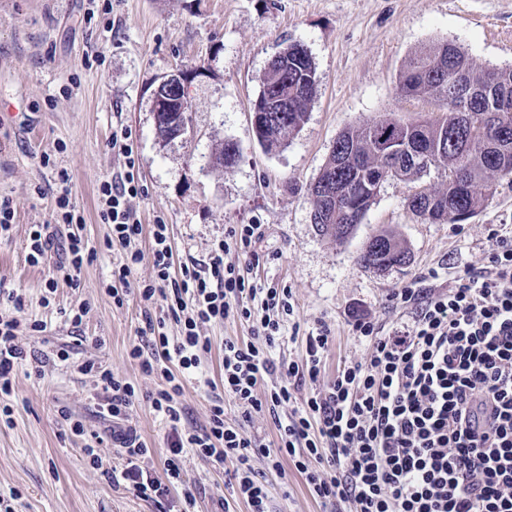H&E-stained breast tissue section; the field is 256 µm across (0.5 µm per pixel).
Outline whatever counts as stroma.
Segmentation results:
<instances>
[{
  "mask_svg": "<svg viewBox=\"0 0 512 512\" xmlns=\"http://www.w3.org/2000/svg\"><path fill=\"white\" fill-rule=\"evenodd\" d=\"M446 40L477 69L512 67V0H0V101L17 110L0 123V198L14 209L10 233L0 237V280L24 296L27 320L47 325L20 336L22 346L74 349L69 363L47 365L42 377L19 370L12 396H0L1 499L12 500L17 512H160L157 503L112 486L83 452L113 427L98 414L101 388L78 371L84 359L112 369L139 394L162 385L128 357L144 312L138 296L129 294L118 307L108 292L124 248L103 246L109 227L99 218V188L124 165L112 148L117 126L132 133L144 186L131 208L144 227L159 217L169 224L176 262L206 260L231 225H264L249 277L290 288L295 302V325L277 345V359L299 361L309 331H331L313 390L365 359L358 321L388 327L411 319L412 306L392 303L395 289L434 270L444 291L456 275L486 265L493 237L512 235V181L490 176L487 206L445 224L424 221L405 205L413 192L442 189L440 176L385 182L342 244L311 224L305 195L347 127L384 114L409 122L440 111L437 99H402L396 86L415 52ZM290 42L304 45L315 62L317 97L302 130L268 151L255 138L251 106L270 59ZM180 70L195 73L188 131L166 143L151 92ZM227 142L240 146L238 161L210 165ZM45 153L48 168L40 164ZM63 169L83 218L76 231L97 255L75 283L59 280L49 295L44 285L56 278L64 250L54 247L34 266L27 243L36 225L56 224L55 179ZM56 226L65 239L68 225ZM380 233L404 242L409 264L380 271L359 263L367 241ZM78 311L83 321L76 327L69 316ZM200 332L211 341L202 369L220 381L225 341H251L249 325L232 315ZM64 408L82 421L83 434L72 433ZM129 423L153 450L145 467L163 476L168 425L146 402L134 407ZM182 468L196 492V512H224V467L189 454ZM282 468L267 476L273 512H336L312 497L292 461Z\"/></svg>",
  "mask_w": 512,
  "mask_h": 512,
  "instance_id": "1",
  "label": "stroma"
}]
</instances>
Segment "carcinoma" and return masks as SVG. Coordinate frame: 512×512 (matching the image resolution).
Here are the masks:
<instances>
[{
	"mask_svg": "<svg viewBox=\"0 0 512 512\" xmlns=\"http://www.w3.org/2000/svg\"><path fill=\"white\" fill-rule=\"evenodd\" d=\"M263 83H280L286 91L266 101L264 111L274 120L256 137L273 149L298 133L317 95L316 67L307 50L294 43L288 55L271 58ZM397 95L415 99L434 96L443 111L415 123L380 116L357 128L344 130L307 189L311 209L323 202L315 188L332 183L341 189L336 207L323 214L316 228L341 242L362 216L357 201L369 195L375 176L413 182L434 170L446 177V188L428 192L423 209L433 207L431 224H443L455 214L480 211L490 192L480 189L488 172L512 180V112L500 111L501 99H512V68L478 72L467 53L455 42L444 41L415 53L401 70ZM293 115L288 133L275 122ZM411 260L406 245L390 234L373 236L359 261L378 270Z\"/></svg>",
	"mask_w": 512,
	"mask_h": 512,
	"instance_id": "carcinoma-1",
	"label": "carcinoma"
}]
</instances>
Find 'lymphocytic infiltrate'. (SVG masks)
Masks as SVG:
<instances>
[{
    "label": "lymphocytic infiltrate",
    "instance_id": "f902f5d3",
    "mask_svg": "<svg viewBox=\"0 0 512 512\" xmlns=\"http://www.w3.org/2000/svg\"><path fill=\"white\" fill-rule=\"evenodd\" d=\"M112 145L125 158L124 170L101 184L99 216L109 226L105 246L126 248L112 268V300L120 307L134 293L145 305L129 356L143 373L164 380L148 400L171 430L160 478L141 465L151 450L136 429L112 437L124 467H105L98 449H86L112 485L159 503L180 488V512H192L196 495L181 467L190 453L231 463L224 512H234L239 500L250 512H270L265 475L253 466L259 455L277 472L282 459H290L313 498L343 512H512L511 236L496 237L487 265L459 274L446 291L425 290L418 279L395 292L396 303L414 307L411 321L387 331L359 321L356 330L369 343L364 361L344 366L325 389L305 395L302 387L321 373L329 330L306 336L301 362L277 361L274 349L294 314L291 290L255 284L240 265L224 260L231 252L254 258L261 225H232L206 261L175 264L168 225L160 219L144 229L130 207L143 191L131 131L115 130ZM145 233L151 237L146 255L131 247ZM146 256L153 280L131 283ZM0 304L7 307L0 313V394L8 396L19 367L32 364L39 375L70 353L28 355L19 332H44V322L21 323L23 298L1 281ZM232 314L250 322L253 339L225 341L222 393L210 407L209 425L183 428L184 384L199 379L201 357L211 350L199 327ZM171 322L180 327L174 340L167 334ZM81 370L104 393L102 415L128 419L138 400L133 384L93 361ZM272 376L280 384L259 391ZM228 399L244 420L262 410L274 415L277 441L257 446L243 424L226 423Z\"/></svg>",
    "mask_w": 512,
    "mask_h": 512
}]
</instances>
